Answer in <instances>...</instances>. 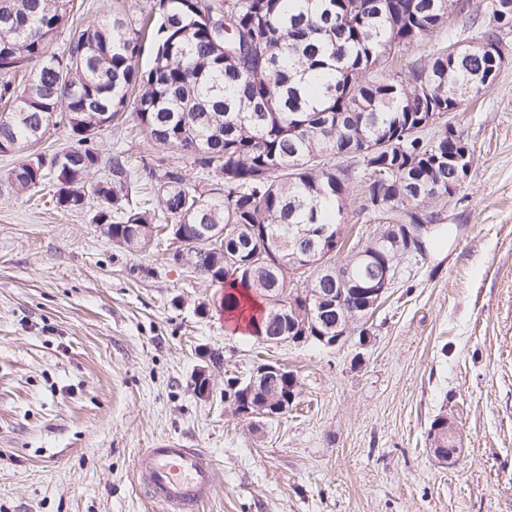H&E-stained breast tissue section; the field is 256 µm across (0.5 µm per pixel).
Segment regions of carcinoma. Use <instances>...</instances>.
<instances>
[{"label": "carcinoma", "mask_w": 512, "mask_h": 512, "mask_svg": "<svg viewBox=\"0 0 512 512\" xmlns=\"http://www.w3.org/2000/svg\"><path fill=\"white\" fill-rule=\"evenodd\" d=\"M153 64L136 66L144 46L139 19L120 10L112 19L69 23L74 0H0V150L23 153L6 188L16 194L54 189L63 211L96 201V224L129 251L150 246L158 219L145 198L159 186V203L180 225L186 257L173 261L228 287L218 303L242 313L247 300L264 307L248 319L253 336H316L298 284L344 290L356 304L360 289L382 269L395 267L406 239L378 224L367 255L342 261L324 253L338 274L322 276L295 253L319 234L344 237L349 166L328 158H357L373 175L397 172L392 192L414 200L430 220L448 203L457 178L456 143L448 119L422 139L410 130L428 112L448 114V97L489 89L492 70L471 37L447 38V0H156ZM64 48L50 51L62 30ZM430 47L426 59L396 79L389 67L399 55ZM40 67L23 85L12 77ZM134 104L138 125L162 150L186 155L213 182L187 185L183 168L131 167L122 151L104 156L89 132L117 121ZM69 117L73 141L46 154L32 150L54 119ZM107 171L95 184L90 175ZM296 372L251 389L230 377L224 391L281 417ZM448 420L436 417L427 437L448 444Z\"/></svg>", "instance_id": "carcinoma-1"}]
</instances>
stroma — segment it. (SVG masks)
<instances>
[{
    "label": "stroma",
    "instance_id": "stroma-1",
    "mask_svg": "<svg viewBox=\"0 0 512 512\" xmlns=\"http://www.w3.org/2000/svg\"><path fill=\"white\" fill-rule=\"evenodd\" d=\"M451 121L476 163L441 211L450 235L399 263L366 341L335 348L263 345L201 314L221 290L173 263L170 239L130 252L51 189L0 193V512H163L137 458L165 438L221 464L197 512H512V65ZM93 144L208 182L130 110ZM367 185L345 197L349 251L385 221L363 212ZM211 353L224 368L205 400L193 377ZM261 362L296 370L300 394L254 431L224 376ZM440 413L464 443L445 465L426 443Z\"/></svg>",
    "mask_w": 512,
    "mask_h": 512
}]
</instances>
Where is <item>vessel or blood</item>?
<instances>
[{
    "label": "vessel or blood",
    "mask_w": 512,
    "mask_h": 512,
    "mask_svg": "<svg viewBox=\"0 0 512 512\" xmlns=\"http://www.w3.org/2000/svg\"><path fill=\"white\" fill-rule=\"evenodd\" d=\"M137 474L148 497L164 512H196L218 483V467L211 454L170 439L142 450Z\"/></svg>",
    "instance_id": "b4317fda"
}]
</instances>
